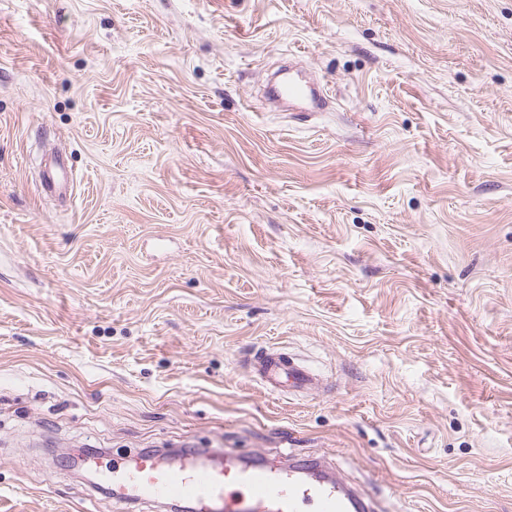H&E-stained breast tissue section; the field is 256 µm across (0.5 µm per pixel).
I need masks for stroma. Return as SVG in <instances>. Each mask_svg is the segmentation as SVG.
Returning <instances> with one entry per match:
<instances>
[{
    "label": "stroma",
    "instance_id": "1",
    "mask_svg": "<svg viewBox=\"0 0 512 512\" xmlns=\"http://www.w3.org/2000/svg\"><path fill=\"white\" fill-rule=\"evenodd\" d=\"M291 57L332 111L265 102ZM88 444L512 512V0H0V512H168ZM44 182L48 191L58 197H66V193L69 194L70 182L73 184V179L70 173L65 171L64 159L61 155H58L55 159V163L52 167H49L44 172ZM60 190H63V194ZM254 369L267 388L275 393H281L285 388L295 391L318 389L322 385L319 376L279 354L255 355Z\"/></svg>",
    "mask_w": 512,
    "mask_h": 512
}]
</instances>
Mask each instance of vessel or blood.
I'll list each match as a JSON object with an SVG mask.
<instances>
[{
  "mask_svg": "<svg viewBox=\"0 0 512 512\" xmlns=\"http://www.w3.org/2000/svg\"><path fill=\"white\" fill-rule=\"evenodd\" d=\"M271 97L285 98L309 112H324L331 99L316 87L285 75L272 87ZM71 176L63 158L46 169L44 182L52 194L69 190ZM255 370L275 393L320 388L321 379L278 354L255 357ZM205 452H191L178 461L152 453H137L113 462L102 473L116 502L131 500L193 503L196 512H369L371 505L340 481L306 477L294 468L273 469L239 462L224 452L223 465L208 462Z\"/></svg>",
  "mask_w": 512,
  "mask_h": 512,
  "instance_id": "obj_1",
  "label": "vessel or blood"
}]
</instances>
